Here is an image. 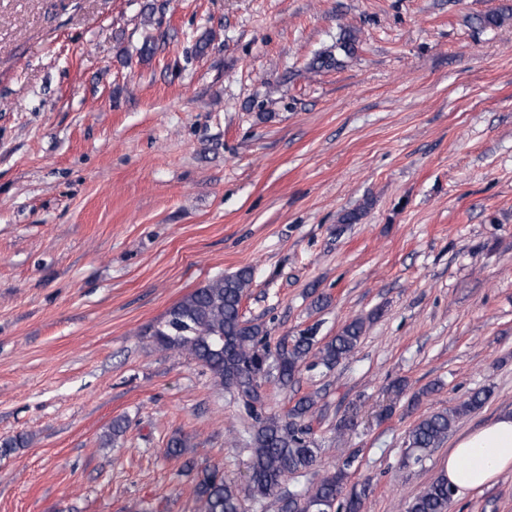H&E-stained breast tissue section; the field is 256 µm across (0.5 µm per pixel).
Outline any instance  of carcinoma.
Listing matches in <instances>:
<instances>
[{
    "mask_svg": "<svg viewBox=\"0 0 512 512\" xmlns=\"http://www.w3.org/2000/svg\"><path fill=\"white\" fill-rule=\"evenodd\" d=\"M252 280L253 270L248 267L210 280L174 304L149 334L155 346L185 353L210 371L217 383L242 401L252 419L247 430L251 457L245 481L227 479L216 466L203 468L193 490L196 512H244L246 502L260 504L270 498L278 503L279 512H361L365 491L342 496L350 456L336 471L303 490L280 494L288 476L306 474L319 462L321 449L310 424L315 400L304 395L285 413L269 414L262 383L274 377L286 386L304 369L319 365L333 369L355 353L366 322L355 318L325 342L317 338L315 328H307L288 341H279L272 351L262 326L242 314ZM489 396L490 391L478 390L453 409L419 418L408 434L414 461H422L429 449L442 445L456 419L481 408ZM453 496L454 490L441 473L413 496L406 512H448Z\"/></svg>",
    "mask_w": 512,
    "mask_h": 512,
    "instance_id": "carcinoma-1",
    "label": "carcinoma"
}]
</instances>
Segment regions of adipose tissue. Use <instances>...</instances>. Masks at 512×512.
<instances>
[{
    "mask_svg": "<svg viewBox=\"0 0 512 512\" xmlns=\"http://www.w3.org/2000/svg\"><path fill=\"white\" fill-rule=\"evenodd\" d=\"M512 469V414L500 415L450 449L444 473L456 491L481 489Z\"/></svg>",
    "mask_w": 512,
    "mask_h": 512,
    "instance_id": "adipose-tissue-1",
    "label": "adipose tissue"
}]
</instances>
